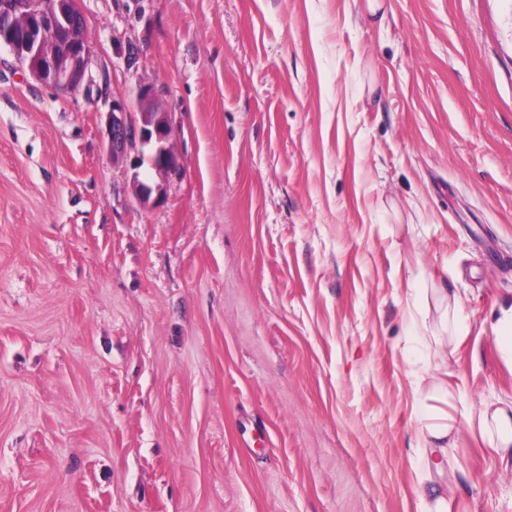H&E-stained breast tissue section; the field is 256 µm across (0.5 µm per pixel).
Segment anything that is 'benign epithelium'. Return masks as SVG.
I'll return each mask as SVG.
<instances>
[{
	"instance_id": "1",
	"label": "benign epithelium",
	"mask_w": 512,
	"mask_h": 512,
	"mask_svg": "<svg viewBox=\"0 0 512 512\" xmlns=\"http://www.w3.org/2000/svg\"><path fill=\"white\" fill-rule=\"evenodd\" d=\"M39 11H30L29 0H0V47H6L33 79L68 93L90 88L89 46L82 35L85 19L78 0H37ZM142 104L141 126L129 117L125 101H112L106 120V145L117 160L126 156L129 144L139 139L151 151L150 166L161 173L172 169L176 156L170 144L171 127L150 88L137 89Z\"/></svg>"
}]
</instances>
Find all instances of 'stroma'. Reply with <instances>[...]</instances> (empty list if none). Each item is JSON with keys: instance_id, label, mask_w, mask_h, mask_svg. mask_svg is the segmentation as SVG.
<instances>
[{"instance_id": "1", "label": "stroma", "mask_w": 512, "mask_h": 512, "mask_svg": "<svg viewBox=\"0 0 512 512\" xmlns=\"http://www.w3.org/2000/svg\"><path fill=\"white\" fill-rule=\"evenodd\" d=\"M78 6L88 91L0 50V512H427V408L512 406V0ZM448 510L512 512L466 429ZM137 98L142 104L141 126L136 127L130 120L124 100H113L112 110L106 120V145L113 160L127 154L132 140L138 137L142 147H147L150 155V166L154 172L161 173L172 169L176 164V156L170 144L171 127L166 124L157 103L150 99V88L139 86ZM441 326L446 335L434 336L437 346L447 356L452 355L455 345L465 336H462L464 328L461 325L454 308L448 302L441 313Z\"/></svg>"}]
</instances>
